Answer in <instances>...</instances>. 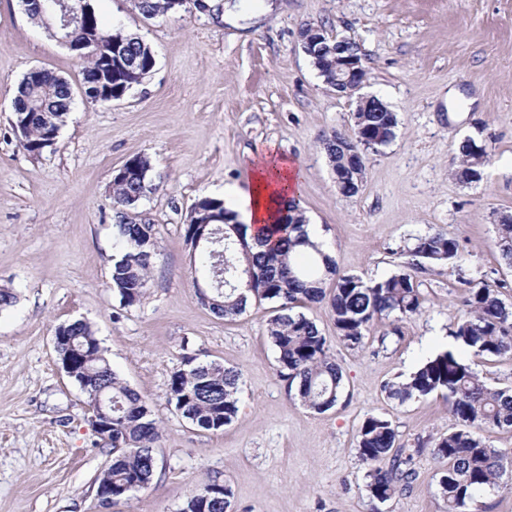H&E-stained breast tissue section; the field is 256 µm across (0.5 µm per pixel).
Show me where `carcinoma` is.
Returning <instances> with one entry per match:
<instances>
[{
  "mask_svg": "<svg viewBox=\"0 0 512 512\" xmlns=\"http://www.w3.org/2000/svg\"><path fill=\"white\" fill-rule=\"evenodd\" d=\"M28 18L50 38L56 29L33 0L24 4ZM145 18L172 13L181 0H134ZM84 46L73 55L84 63L83 82L98 80L113 67L112 88L126 94L139 85L155 64L151 47L141 38L120 29L105 27L99 17H87L72 31L71 42ZM120 48L137 60V68L124 72L116 66L114 49ZM69 83L47 70L23 76L13 99L11 124L24 130L20 147L38 157L49 148L50 132L60 131L70 112ZM394 112H354L349 130L334 131L321 139L322 149L336 175V189L346 197L357 194L366 168H355L337 143L352 141L365 152H376L396 136ZM491 153L484 140L466 138L459 146L455 178L465 184L482 179ZM139 172L110 182L116 212V236L120 253L113 259L109 288L120 304L132 307L142 302L159 243L155 225L137 222L128 210L157 189L152 183L150 159L135 156ZM224 222H219V219ZM221 223L208 247L198 249L201 266L207 270L212 304L207 309L226 320L246 311L250 302L274 305L266 333L278 353L280 375L297 385L298 395L309 409L323 413L335 407L343 394V371L329 354L327 338L317 325L297 308L326 304L337 337L350 347L362 345L365 333L377 321L418 314L424 298L417 280L419 272H455L466 285L464 312L448 332V347L426 358L404 380L388 383L384 391L401 401L440 393L457 428L439 438L432 455L446 462L439 487L444 512H481L479 499L501 489L512 448L487 445L483 431L512 428V386L493 387L472 367V358L512 354V305L501 298V283L474 282L464 278L457 240L439 230L416 239L404 253L405 261L390 275L379 279L345 273L336 262L322 259L305 230L307 223L296 201L265 231L252 235L248 225L236 223L235 213L224 201L209 196L196 200L184 224L185 242H190L194 224ZM501 258L512 267V215H502L495 224ZM332 281V288L324 287ZM57 355H75L79 365L73 381L87 395L88 406L97 408L101 395L112 399V431L104 439L112 448V459L98 478L97 496L107 508V495L116 504L128 495L132 484L145 489L152 482L156 461L154 444L160 430L145 399L129 388L112 369L91 325L83 320L62 326L55 341ZM240 372L216 361L199 363L173 373L170 401L182 418L206 431H219L238 414ZM357 453L370 466L366 484L372 501L385 503L405 489L414 472L410 458L397 445L392 423L379 416L363 421ZM232 490L226 484H202L182 512H230Z\"/></svg>",
  "mask_w": 512,
  "mask_h": 512,
  "instance_id": "carcinoma-1",
  "label": "carcinoma"
}]
</instances>
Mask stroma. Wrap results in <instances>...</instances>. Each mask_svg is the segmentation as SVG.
<instances>
[{"mask_svg":"<svg viewBox=\"0 0 512 512\" xmlns=\"http://www.w3.org/2000/svg\"><path fill=\"white\" fill-rule=\"evenodd\" d=\"M281 2L266 16L267 0H249V15L230 25L209 10L147 19L131 0H94L104 23L143 37L156 59L139 86L95 106L82 95V62L31 23L20 0H0V285L17 295L0 310V512H106L96 489L109 449L54 347L57 328L78 319L161 426L154 479L118 512H181L212 481L230 486L233 512H442L431 449L456 421L441 394L402 402L384 386L447 347L465 296L456 274H421L422 312L376 322L354 349L326 307L306 306L344 375L339 403L317 413L279 374L265 333L271 304L232 320L200 304L195 287L209 279L190 274L184 224L196 198L249 191L255 163L276 153L297 166V201L339 272L388 276L436 228L458 239L466 278L505 281L512 303V267L494 229L512 214V0ZM309 24L359 43L364 93L397 114L395 139L369 153L363 186L348 198L320 140L349 128L355 102L336 96L304 55ZM32 67L73 91L55 148L38 157L10 125L14 88ZM477 134L491 162L466 185L452 157ZM137 154L149 157L157 189L134 213L154 224L160 255L142 303L124 307L109 287L118 252L110 182ZM191 358L241 372L238 415L223 430L192 425L168 402L172 374ZM371 415L392 423L415 471L379 505L357 454Z\"/></svg>","mask_w":512,"mask_h":512,"instance_id":"35a3bbf8","label":"stroma"}]
</instances>
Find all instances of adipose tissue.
Wrapping results in <instances>:
<instances>
[{"instance_id": "obj_1", "label": "adipose tissue", "mask_w": 512, "mask_h": 512, "mask_svg": "<svg viewBox=\"0 0 512 512\" xmlns=\"http://www.w3.org/2000/svg\"><path fill=\"white\" fill-rule=\"evenodd\" d=\"M297 176L286 158L269 155L252 175L249 192L236 196L231 208L239 220L257 230L273 223L283 201L295 198Z\"/></svg>"}]
</instances>
